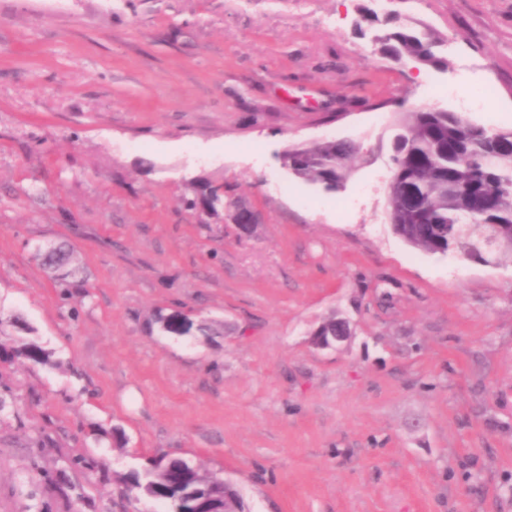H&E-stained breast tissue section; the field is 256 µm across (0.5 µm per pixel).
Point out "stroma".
Masks as SVG:
<instances>
[{"label":"stroma","mask_w":512,"mask_h":512,"mask_svg":"<svg viewBox=\"0 0 512 512\" xmlns=\"http://www.w3.org/2000/svg\"><path fill=\"white\" fill-rule=\"evenodd\" d=\"M391 13L441 84L496 89L436 106L512 129V0H0V343L22 315L53 361L0 366V512H153L117 477L162 454L250 512H512V258L392 229L383 145L428 68L379 52ZM331 139L361 146L344 189L282 166ZM59 240L86 287L34 259ZM377 42L380 44V52L385 56L421 59L424 64L439 70L447 66V61L434 53L436 42L433 39L421 36L405 25H398L394 31L379 36ZM221 190L224 192L223 183H216L207 178H195L189 181L188 192L180 199V204L192 212L208 210L209 217L218 218L222 208H213L212 199L215 196L222 198Z\"/></svg>","instance_id":"35a3bbf8"}]
</instances>
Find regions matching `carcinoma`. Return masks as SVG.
Segmentation results:
<instances>
[{"instance_id": "cac0c4a2", "label": "carcinoma", "mask_w": 512, "mask_h": 512, "mask_svg": "<svg viewBox=\"0 0 512 512\" xmlns=\"http://www.w3.org/2000/svg\"><path fill=\"white\" fill-rule=\"evenodd\" d=\"M388 57L420 59L436 69L447 61L437 56L435 41L399 25L377 38ZM389 177L385 191L388 218L394 231L412 247L432 254H455L489 263L503 252L512 254V131L490 130L473 124L458 112L426 106L406 112L394 124L389 141ZM358 145L348 139L324 141L314 147L295 146L280 155L293 175L334 191L347 181ZM224 184L207 178L189 181L181 206L209 211L221 208L212 199ZM496 194L501 205L482 215L473 213V199L481 191ZM48 277L69 288L85 282V267L65 243L34 248ZM23 358L34 365L55 366L34 341L17 347L0 343V364ZM159 469L143 478L130 473L118 477L126 490L143 498L153 494L168 503L167 512H191L182 494L206 489L211 475L190 469L180 458L153 459Z\"/></svg>"}]
</instances>
